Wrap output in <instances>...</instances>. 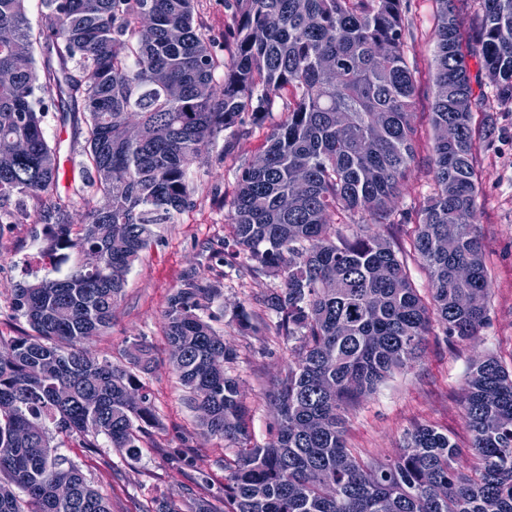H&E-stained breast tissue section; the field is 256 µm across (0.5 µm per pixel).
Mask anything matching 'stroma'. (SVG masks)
Returning a JSON list of instances; mask_svg holds the SVG:
<instances>
[{"label":"stroma","instance_id":"obj_1","mask_svg":"<svg viewBox=\"0 0 512 512\" xmlns=\"http://www.w3.org/2000/svg\"><path fill=\"white\" fill-rule=\"evenodd\" d=\"M414 37L408 40V62L415 70L418 147L407 185L398 202L404 219L389 229L397 243L409 245L418 222L417 212L433 188L430 107V72L434 44L432 0H409ZM285 118L281 107L265 113L261 121L243 117L234 132L221 133L191 176L189 209L174 223L161 225L159 236L127 275L112 326L91 337L86 347L98 359L119 361L124 348L137 337L153 344L157 363L143 382L150 392L157 423L141 441L137 461L123 458L105 436L92 448L77 440L62 439L60 451L86 475L112 504V512H158L168 501L188 500L196 478L206 480L204 495L215 505L224 503V483L236 458L235 447L203 434L199 417L186 390L167 364L168 342L163 315L170 295L188 274L221 282L223 294L208 307L214 327L237 353L230 364L241 381L250 409L248 447L265 446L275 433V414L265 394L273 379L292 358L291 346L279 335L275 317L264 304L278 289L279 279L248 271L242 257L219 263L211 257L231 237V201L238 170L254 160L271 130ZM487 123L488 133L478 144L476 169L479 194L474 222L492 284L487 324L471 341L448 342L441 325H432L415 367L394 374L347 416L346 444L364 459L395 456L405 433L427 424L448 431L460 447L469 436L462 413L465 378L472 361L481 354L495 356L512 369V106L475 115ZM45 135L59 147L61 184L81 177L84 133L60 113H48ZM56 200L55 190L0 212V338L8 340L26 331L25 319L14 307L17 284L34 279L60 278L69 264L44 257L43 216ZM244 302L261 333L240 329L225 315V308Z\"/></svg>","mask_w":512,"mask_h":512}]
</instances>
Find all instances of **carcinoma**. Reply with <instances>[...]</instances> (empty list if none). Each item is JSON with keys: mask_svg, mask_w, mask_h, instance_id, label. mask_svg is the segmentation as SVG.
I'll list each match as a JSON object with an SVG mask.
<instances>
[{"mask_svg": "<svg viewBox=\"0 0 512 512\" xmlns=\"http://www.w3.org/2000/svg\"><path fill=\"white\" fill-rule=\"evenodd\" d=\"M434 2V188L403 250L380 233L345 235L335 218L398 223L395 202L417 152L404 0H224L232 23L220 40L197 0H43L36 33L25 0H0V73L10 76L0 81V208L60 180L46 115L82 122L73 193L88 222L73 230L68 199L58 198L45 251L98 258L15 288L29 330L0 339V512H112L55 438L94 448L103 434L138 459L155 420L141 381L152 347L137 339L114 364L83 343L111 327L156 229L191 204L193 166L243 115L258 120L277 101L285 120L240 168L232 242L212 253L223 262L235 246L252 271L282 280L266 306L299 345L266 394L277 408L266 446L244 447L247 410L224 369L235 352L203 316L221 288L189 277L165 311L169 364L204 433L239 448L224 512H512V373L492 356L474 359L466 379L473 465H460L457 442L427 425L392 458L365 461L346 446L348 411L418 361L432 319L459 340L488 320L473 119L487 111L483 70L498 105H512V0H481L470 32L456 0ZM410 257L428 270L426 296Z\"/></svg>", "mask_w": 512, "mask_h": 512, "instance_id": "cac0c4a2", "label": "carcinoma"}]
</instances>
